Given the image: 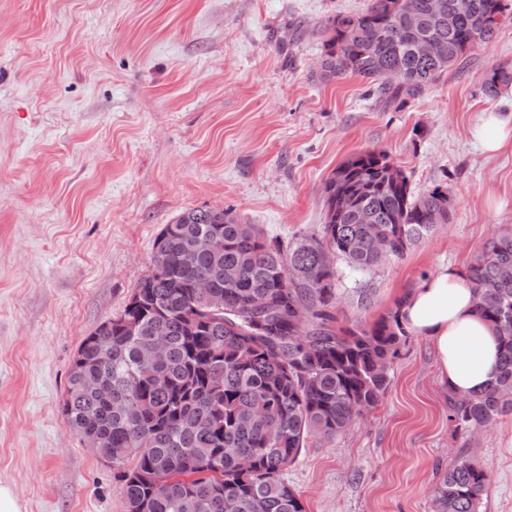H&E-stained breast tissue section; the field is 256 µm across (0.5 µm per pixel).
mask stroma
I'll return each instance as SVG.
<instances>
[{"label": "stroma", "mask_w": 512, "mask_h": 512, "mask_svg": "<svg viewBox=\"0 0 512 512\" xmlns=\"http://www.w3.org/2000/svg\"><path fill=\"white\" fill-rule=\"evenodd\" d=\"M367 3L0 0V484L21 512H126L62 404L81 342L123 311L179 213L230 208L289 242L317 232L324 184L356 153L386 152L417 194L447 182V224L339 283L343 326L512 229V147L488 154L471 134L491 113L512 121L483 92L512 63V23L400 106L316 76L321 22ZM389 376L373 414L286 471L305 512H433L437 471L464 455L490 474L481 512H512V416L457 429L423 336Z\"/></svg>", "instance_id": "35a3bbf8"}]
</instances>
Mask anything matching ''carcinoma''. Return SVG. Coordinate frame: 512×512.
<instances>
[{
	"mask_svg": "<svg viewBox=\"0 0 512 512\" xmlns=\"http://www.w3.org/2000/svg\"><path fill=\"white\" fill-rule=\"evenodd\" d=\"M472 2L452 30L432 0H369L359 14L331 16L318 79L357 76L390 102L418 97L475 47L471 29L487 43L512 19L504 0ZM410 23L442 40L446 61L415 54L403 33ZM384 69L399 70L401 83L379 84ZM509 82L512 68L498 67L484 92ZM390 163L364 151L339 164L324 185L319 232L287 245L230 209H189L163 225L154 245L165 249L164 264L84 338L62 405L71 430L118 470L126 512H304L284 471L308 439L334 441L379 405L408 336L395 310L368 325H337L338 273L326 250L366 274L429 236L436 213H449L448 185L416 194L407 178L389 184ZM360 186L355 208L337 210L336 199ZM207 236L218 245L184 264V251ZM201 277L211 282L207 295L195 288ZM467 278L500 352L491 388L448 396L449 420L475 430L512 415V231L490 239ZM488 288L497 291L493 304ZM159 337L167 359H142L140 349ZM157 479L169 482L161 499L152 495ZM489 481L477 458L460 457L437 476L435 512H479Z\"/></svg>",
	"mask_w": 512,
	"mask_h": 512,
	"instance_id": "cac0c4a2",
	"label": "carcinoma"
}]
</instances>
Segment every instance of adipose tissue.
I'll use <instances>...</instances> for the list:
<instances>
[{
  "instance_id": "adipose-tissue-1",
  "label": "adipose tissue",
  "mask_w": 512,
  "mask_h": 512,
  "mask_svg": "<svg viewBox=\"0 0 512 512\" xmlns=\"http://www.w3.org/2000/svg\"><path fill=\"white\" fill-rule=\"evenodd\" d=\"M399 319L409 332L433 342L440 378L450 391L467 396L495 381L497 342L475 310L474 293L462 270L439 268L409 294Z\"/></svg>"
}]
</instances>
